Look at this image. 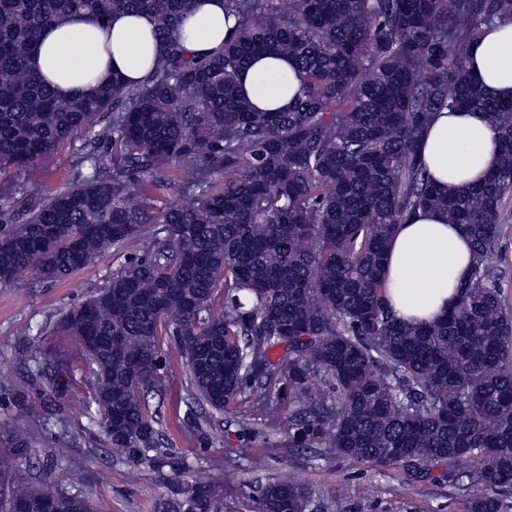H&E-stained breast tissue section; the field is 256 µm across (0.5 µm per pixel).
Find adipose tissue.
Masks as SVG:
<instances>
[{"label": "adipose tissue", "mask_w": 512, "mask_h": 512, "mask_svg": "<svg viewBox=\"0 0 512 512\" xmlns=\"http://www.w3.org/2000/svg\"><path fill=\"white\" fill-rule=\"evenodd\" d=\"M148 14L116 13L103 21L74 15L47 27L31 69L58 96L95 94L120 74L127 83L143 84L158 53ZM235 31V18L224 0H195L178 31L187 57L204 59L221 52ZM472 81L494 99L512 98V18L482 27L467 50ZM243 94L261 112L287 110L301 91L292 61L260 57L240 76ZM499 155V135L484 112L442 111L427 124L419 157L433 185L448 191L480 185ZM469 238L437 209H419L398 224L389 242L382 279L396 316L410 324L444 318L469 278Z\"/></svg>", "instance_id": "1"}]
</instances>
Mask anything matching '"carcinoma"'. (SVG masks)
I'll use <instances>...</instances> for the list:
<instances>
[{
  "mask_svg": "<svg viewBox=\"0 0 512 512\" xmlns=\"http://www.w3.org/2000/svg\"><path fill=\"white\" fill-rule=\"evenodd\" d=\"M191 3L0 0V174L17 177L78 135L91 146L89 172L12 216L16 185L0 182V284L65 278L160 225L60 329L86 360L112 459L158 475L172 494L162 512H223L230 475L189 483L164 447L167 338L185 358L187 438L223 445L214 414L245 404L288 422L290 448L394 467L410 483L462 489L466 478L482 490L468 512H512V307L500 269L512 102L488 98L467 71L469 43L512 16V0H225L236 35L198 62L176 35ZM116 12L158 20L147 81L58 98L29 66L41 30ZM264 55L291 59L303 86L286 112H257L240 93L241 72ZM460 107L485 112L500 154L483 184L447 192L416 144L435 114ZM160 190L190 199L161 208ZM424 207L461 226L473 264L448 315L413 325L389 306L381 268L396 225ZM47 360L39 397L13 392L32 421L74 398L71 358ZM31 451L25 424L0 418V512H93L49 473L22 476ZM473 458L480 466L462 470ZM309 507L291 475L257 499L258 512Z\"/></svg>",
  "mask_w": 512,
  "mask_h": 512,
  "instance_id": "cac0c4a2",
  "label": "carcinoma"
}]
</instances>
